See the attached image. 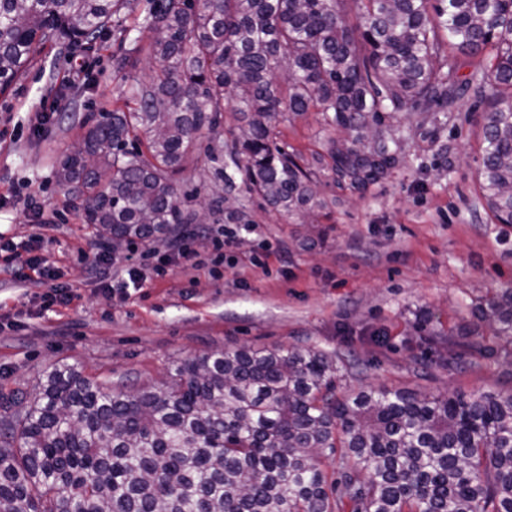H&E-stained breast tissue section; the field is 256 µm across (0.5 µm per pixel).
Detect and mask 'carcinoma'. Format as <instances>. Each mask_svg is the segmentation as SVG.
<instances>
[{
	"label": "carcinoma",
	"mask_w": 512,
	"mask_h": 512,
	"mask_svg": "<svg viewBox=\"0 0 512 512\" xmlns=\"http://www.w3.org/2000/svg\"><path fill=\"white\" fill-rule=\"evenodd\" d=\"M127 0H0V91L48 43L72 51L109 33ZM129 54L134 106L103 112L57 163L58 186L101 237L128 244L195 223L175 175L216 128L224 102L245 125L224 160L274 210L327 208L280 118L312 108L338 180L355 190L400 156L401 111L451 112L464 91L493 96L479 195L512 224V0H152ZM473 59L460 78L457 53ZM448 338V367L485 335L512 343V287L473 305ZM366 367L313 346L226 348L171 381L110 388L76 368L43 374L0 414V512H512V389L428 396L337 381ZM336 456V477L321 466Z\"/></svg>",
	"instance_id": "obj_1"
}]
</instances>
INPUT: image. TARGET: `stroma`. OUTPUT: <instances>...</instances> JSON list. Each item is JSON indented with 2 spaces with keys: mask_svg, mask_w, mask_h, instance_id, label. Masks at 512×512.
<instances>
[{
  "mask_svg": "<svg viewBox=\"0 0 512 512\" xmlns=\"http://www.w3.org/2000/svg\"><path fill=\"white\" fill-rule=\"evenodd\" d=\"M149 0H131L109 36L68 56L49 45L0 93V235L45 256L73 290L68 308L44 310L42 287L0 269V399L31 395L41 375L67 364L115 388L169 381L175 365L227 346H315L367 365L359 384L470 394L512 388V345L485 337L446 365L447 346L430 333H457L469 306L512 284V224L494 223L479 199L485 105L463 94L451 112L399 113L403 160L357 192L317 162L326 137L321 113L279 123L278 141L302 157L328 203L310 223L239 193L246 224L191 225L198 243L214 232L231 237L217 273L169 261V239L113 249L65 196L55 167L99 113L129 105L128 81L115 71L127 31ZM85 71L69 76L77 65ZM64 96L50 130L35 135L30 112ZM223 157L205 155L177 174L181 204L208 205ZM37 199L50 225L38 227L24 197ZM108 253L109 275L130 258L143 268L166 260L163 276L127 299H108L83 259Z\"/></svg>",
  "mask_w": 512,
  "mask_h": 512,
  "instance_id": "stroma-1",
  "label": "stroma"
}]
</instances>
